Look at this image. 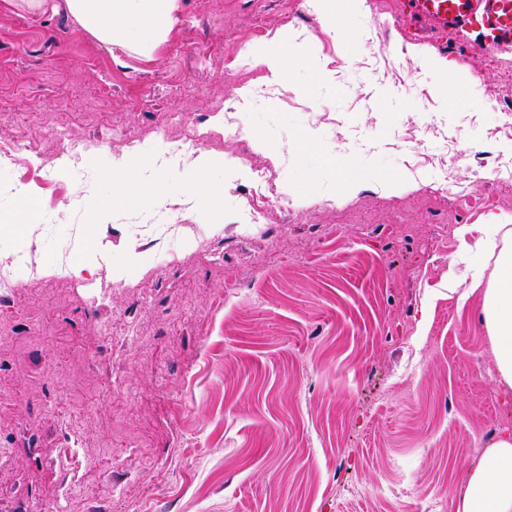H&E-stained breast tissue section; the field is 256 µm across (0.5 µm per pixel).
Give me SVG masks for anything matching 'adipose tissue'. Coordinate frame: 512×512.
<instances>
[{"label":"adipose tissue","mask_w":512,"mask_h":512,"mask_svg":"<svg viewBox=\"0 0 512 512\" xmlns=\"http://www.w3.org/2000/svg\"><path fill=\"white\" fill-rule=\"evenodd\" d=\"M79 29L96 40L148 57L166 41L180 0H65ZM481 294L485 324L501 386L512 390V247L493 270H477L466 289ZM456 512H512V439L487 448L468 471Z\"/></svg>","instance_id":"ef3b65f1"}]
</instances>
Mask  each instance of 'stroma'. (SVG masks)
<instances>
[{"label": "stroma", "instance_id": "35a3bbf8", "mask_svg": "<svg viewBox=\"0 0 512 512\" xmlns=\"http://www.w3.org/2000/svg\"><path fill=\"white\" fill-rule=\"evenodd\" d=\"M176 18L142 57L64 0H0V217L20 190L40 210L0 230V512H454L512 436L482 297L450 290L461 239L493 236L491 268L512 225V190L470 169L512 167V50L420 36L400 0ZM275 45L327 77L268 83ZM131 149L119 196L89 153ZM202 153L228 164L197 206Z\"/></svg>", "mask_w": 512, "mask_h": 512}]
</instances>
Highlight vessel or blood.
I'll return each mask as SVG.
<instances>
[{
  "label": "vessel or blood",
  "mask_w": 512,
  "mask_h": 512,
  "mask_svg": "<svg viewBox=\"0 0 512 512\" xmlns=\"http://www.w3.org/2000/svg\"><path fill=\"white\" fill-rule=\"evenodd\" d=\"M410 16L460 35L476 27L493 48H512V0H411Z\"/></svg>",
  "instance_id": "obj_1"
}]
</instances>
